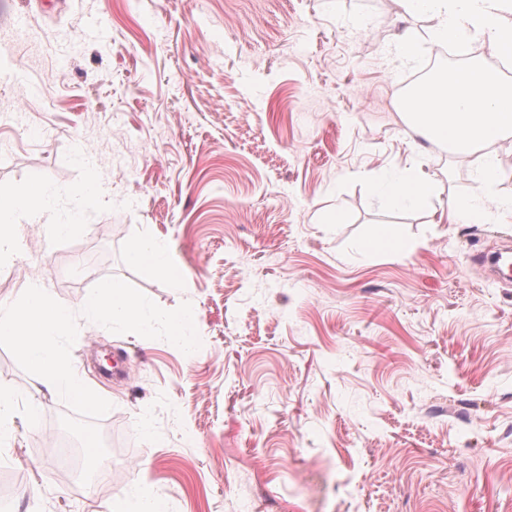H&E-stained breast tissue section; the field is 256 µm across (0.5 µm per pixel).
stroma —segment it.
I'll list each match as a JSON object with an SVG mask.
<instances>
[{
    "mask_svg": "<svg viewBox=\"0 0 512 512\" xmlns=\"http://www.w3.org/2000/svg\"><path fill=\"white\" fill-rule=\"evenodd\" d=\"M432 26L400 0H0L21 74L0 81V192L40 179L61 220L88 179L103 195L74 237L26 227L0 302L32 275L69 305L117 277L190 302L202 342L84 327L71 358L112 408L110 480L83 487L56 463L68 405L0 347V387L41 402L0 441V512H113L144 471L168 512H512V283L478 260L512 220L438 221L478 182L400 114ZM410 166L434 194L388 208L378 184ZM389 228L412 251L365 252ZM144 239L181 287L128 263ZM114 353L129 378L101 372Z\"/></svg>",
    "mask_w": 512,
    "mask_h": 512,
    "instance_id": "1",
    "label": "stroma"
}]
</instances>
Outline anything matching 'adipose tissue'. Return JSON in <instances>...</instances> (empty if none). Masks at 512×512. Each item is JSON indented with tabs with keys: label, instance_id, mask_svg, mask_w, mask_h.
<instances>
[{
	"label": "adipose tissue",
	"instance_id": "ef3b65f1",
	"mask_svg": "<svg viewBox=\"0 0 512 512\" xmlns=\"http://www.w3.org/2000/svg\"><path fill=\"white\" fill-rule=\"evenodd\" d=\"M410 14H430L436 21L434 37L446 45L465 39L481 38L495 52L512 50V0H402ZM434 185L421 168L413 167L400 178L387 183L381 194L388 206L403 207L422 200ZM58 194L48 184L33 181L19 195L0 194V261L10 258L19 246L22 224L49 222L53 236L66 238L80 229L78 209L63 222L53 221Z\"/></svg>",
	"mask_w": 512,
	"mask_h": 512
}]
</instances>
